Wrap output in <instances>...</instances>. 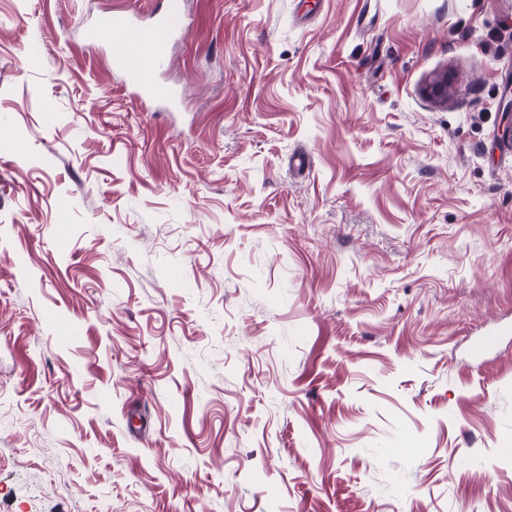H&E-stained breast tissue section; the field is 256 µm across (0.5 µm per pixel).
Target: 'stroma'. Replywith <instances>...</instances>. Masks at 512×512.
Instances as JSON below:
<instances>
[{
	"mask_svg": "<svg viewBox=\"0 0 512 512\" xmlns=\"http://www.w3.org/2000/svg\"><path fill=\"white\" fill-rule=\"evenodd\" d=\"M164 6L0 0V512H512V0ZM179 8L178 1H168L167 9L148 23L137 19L136 10L113 11L94 27L95 42L112 45L113 70L122 76L126 87L168 109L177 107L179 91L165 88L159 82L163 63L175 28L171 17Z\"/></svg>",
	"mask_w": 512,
	"mask_h": 512,
	"instance_id": "1",
	"label": "stroma"
}]
</instances>
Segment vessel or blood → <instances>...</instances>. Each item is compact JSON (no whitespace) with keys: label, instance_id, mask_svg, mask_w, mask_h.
Listing matches in <instances>:
<instances>
[{"label":"vessel or blood","instance_id":"obj_1","mask_svg":"<svg viewBox=\"0 0 512 512\" xmlns=\"http://www.w3.org/2000/svg\"><path fill=\"white\" fill-rule=\"evenodd\" d=\"M177 0L150 22H140L134 11H115L105 15L94 27V41L112 47V66L126 87L142 98L176 108L180 94L162 86L160 74L168 56L174 29L171 17L177 12Z\"/></svg>","mask_w":512,"mask_h":512}]
</instances>
